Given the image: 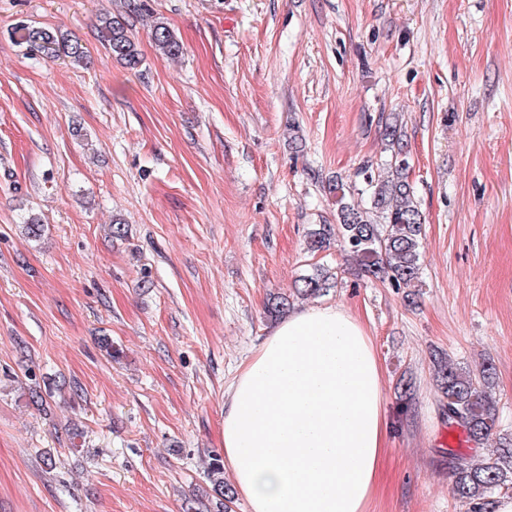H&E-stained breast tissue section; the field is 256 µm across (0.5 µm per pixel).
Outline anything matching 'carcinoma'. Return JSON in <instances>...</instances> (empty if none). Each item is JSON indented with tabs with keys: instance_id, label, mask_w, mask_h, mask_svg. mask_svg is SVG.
Listing matches in <instances>:
<instances>
[{
	"instance_id": "1",
	"label": "carcinoma",
	"mask_w": 512,
	"mask_h": 512,
	"mask_svg": "<svg viewBox=\"0 0 512 512\" xmlns=\"http://www.w3.org/2000/svg\"><path fill=\"white\" fill-rule=\"evenodd\" d=\"M96 30L98 41L113 58L130 70L141 65L137 43L121 13L98 16ZM11 35L47 57H65L77 66L88 64L84 46L67 33L19 24ZM152 39L164 56L176 59L182 54V44L164 22H154ZM384 136L391 150L388 167L364 177L367 189L357 202L349 197L350 186L343 177L328 181L325 191L336 197V223L315 225L308 232L307 244L317 252L339 239L343 251L356 262L353 275L386 283L411 302L420 283L423 219L408 179L405 146L391 125L385 126ZM334 284L333 273L317 268L295 281L293 295L318 296ZM289 307L290 295L280 292L271 294L265 305L271 317L285 314ZM432 364L433 382L448 412V427L461 429L466 442L476 449L497 439L493 453L481 458L448 449L454 496L469 504L470 512H491L493 495H512V433L497 430V402L489 392L493 366L487 362L474 372L448 361L443 352L433 355ZM210 478L222 497V512H232L235 494L224 482L220 461L210 464Z\"/></svg>"
}]
</instances>
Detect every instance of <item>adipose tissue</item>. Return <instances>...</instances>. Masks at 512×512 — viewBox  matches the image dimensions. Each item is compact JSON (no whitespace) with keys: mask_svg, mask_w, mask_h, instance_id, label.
Returning <instances> with one entry per match:
<instances>
[{"mask_svg":"<svg viewBox=\"0 0 512 512\" xmlns=\"http://www.w3.org/2000/svg\"><path fill=\"white\" fill-rule=\"evenodd\" d=\"M388 422L382 369L343 306L297 310L224 399V464L251 512H368Z\"/></svg>","mask_w":512,"mask_h":512,"instance_id":"adipose-tissue-1","label":"adipose tissue"}]
</instances>
